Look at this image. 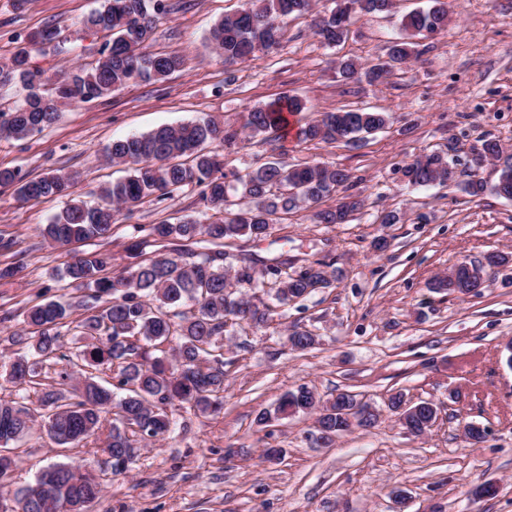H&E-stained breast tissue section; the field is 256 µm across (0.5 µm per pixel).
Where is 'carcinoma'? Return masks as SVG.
<instances>
[{
	"label": "carcinoma",
	"mask_w": 512,
	"mask_h": 512,
	"mask_svg": "<svg viewBox=\"0 0 512 512\" xmlns=\"http://www.w3.org/2000/svg\"><path fill=\"white\" fill-rule=\"evenodd\" d=\"M358 1V12L365 14H388L394 6V0H339L312 18L314 33L323 44L334 47L344 41L350 19L348 5ZM434 2L402 16L404 36L392 42L384 59L366 69L352 58L336 61L341 77L351 81L364 77L373 83L395 76L416 54L412 38L447 26V5L443 0ZM168 13L165 0H102L84 25L89 31L110 32L111 42L91 66L58 76L49 95L42 91V73L31 66V52L33 45L59 36L58 30L47 27L16 37L15 51L0 63V84L18 83L26 94L11 109L0 111V137L29 138L55 123L66 105L93 103L138 80L163 81L179 71L182 57L145 52L157 23ZM310 13L311 0H244L240 10L214 23L209 41L224 57V64L231 66L276 49L288 20ZM305 109L302 99L284 95L250 109L239 130L203 117L114 140L107 148V158L124 167L127 175L106 187L95 206L71 198L76 172L56 171L28 179L17 170H0V186L15 187L22 201L67 199L64 210L42 230L44 239L61 247L107 238L122 211H131L146 198L165 201L192 184L203 187L205 207L222 214L205 223L185 217L176 223L152 225L143 238L127 247L130 262L118 275L109 274L110 253L76 252L65 273L85 294L74 302L48 300L27 309L24 323L34 329V336L30 342L22 334L14 340L19 349L10 368L16 383L33 382L31 355L54 364L76 358L96 371L118 366V381L112 388L88 375L65 393L44 392L43 420L52 426L59 445L74 447L95 436L103 415L112 411L115 418L104 452L112 464L123 465L112 474L129 472L135 458L132 437L150 441L172 431L167 408L188 403L203 414L222 408L224 337L235 333L236 325L243 321L265 324L270 311L269 305L260 308L243 297V289L271 288L274 299L286 304L331 286L334 272L327 263L315 262L292 273L282 264L270 265L259 275L249 265H233L225 250L243 235L254 240L266 238L283 216L301 209L315 210L320 224H344L361 209L363 200L348 193L350 174L333 166L287 167L273 159L242 173L224 171L223 150L257 136L277 150L288 117ZM388 124L385 112L338 108L299 126L297 138L327 144L342 139L347 145H358ZM481 157L499 162L498 181L489 187L472 179L464 191L479 196L489 190L511 201L512 156H503L499 143L487 140ZM401 172L407 186L415 189L455 178L438 152L414 157L404 163ZM230 190L245 200L234 212L225 207ZM332 195L337 196L335 207L319 208L322 200ZM157 243L173 245L172 252L143 258L145 248ZM504 261L503 255L494 253L484 263L461 262L439 280V287L478 295L489 271ZM81 308L94 311L80 322L93 343L69 355L57 328ZM317 343L318 336L307 329L296 328L287 337L293 350H307ZM116 389L122 391L117 399ZM317 408L321 409L319 432L326 435L328 443L350 430V425L336 416V400L323 402L305 386L287 392L276 414H310ZM34 422L29 408L0 401V439L15 444L31 432ZM54 469L61 476L52 496H43L36 483L19 491L24 497L35 494L30 512H86L100 497L103 484L96 476L77 477L66 472L64 465Z\"/></svg>",
	"instance_id": "carcinoma-1"
}]
</instances>
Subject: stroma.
Returning <instances> with one entry per match:
<instances>
[{
  "label": "stroma",
  "mask_w": 512,
  "mask_h": 512,
  "mask_svg": "<svg viewBox=\"0 0 512 512\" xmlns=\"http://www.w3.org/2000/svg\"><path fill=\"white\" fill-rule=\"evenodd\" d=\"M448 27L426 38V51L386 83L346 81L336 72L341 57H384L400 38V16L431 0H399L392 15L366 14L349 27L336 48L324 46L310 20H290L274 52L234 65L225 83L222 58L209 46L213 24L242 0H168L170 13L147 44L151 53L176 54L184 65L161 82H136L92 104L63 109L41 134L0 139V169L37 178L60 169L77 172L73 195L99 202L101 187L121 177L105 160L112 140L162 125L210 116L241 126L247 108L284 94L302 98L305 119L348 106L388 113L387 129L359 146L284 142L290 165L326 162L348 170L363 209L346 224H318L299 210L263 240L240 237L231 246L255 270L280 260L289 269L317 261L336 271L331 287L275 308L260 327L245 324L224 339V407L203 414L173 407L175 423L165 439L143 442L131 471L113 475L103 452L105 436L61 449L33 429L13 451L9 489L34 484L55 464H89L104 491L88 512H394L395 492L409 498L407 512H512V369L503 348L512 341V201L487 193L469 196L465 181L491 184L499 170L477 165L484 141L512 154V0H446ZM99 0H0V57L11 55L16 36L57 27L61 48L33 54L35 67L51 76L99 58L105 33L83 29ZM444 152L456 172L452 184L413 190L399 165L405 157ZM61 199L22 202L0 187V236L12 238L0 267L24 268L0 280V400L36 410L47 386L69 389L57 365L38 366L37 382L19 390L9 376L13 333L24 311L65 300L78 289L64 278L70 248L51 245L41 230L64 207ZM205 206L197 186L171 199L138 205L112 227L99 247L112 253V270L127 265L125 247L138 226L174 223ZM399 212L398 224H380L381 212ZM387 238L377 254L371 242ZM507 254L479 295L433 288L456 263ZM320 337L296 352L289 329ZM307 386L324 401L350 391L368 400L379 416L332 445L316 440L314 418L298 414L260 422L287 391ZM438 406L424 436L403 432L388 407L394 393ZM486 431L483 443L467 441L463 427ZM496 484L492 498H475L474 486Z\"/></svg>",
  "instance_id": "stroma-1"
}]
</instances>
